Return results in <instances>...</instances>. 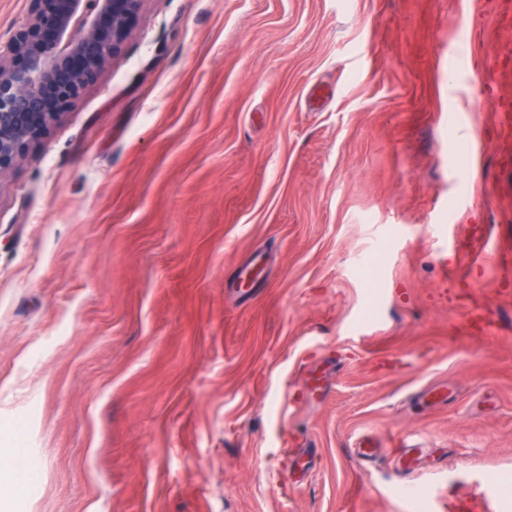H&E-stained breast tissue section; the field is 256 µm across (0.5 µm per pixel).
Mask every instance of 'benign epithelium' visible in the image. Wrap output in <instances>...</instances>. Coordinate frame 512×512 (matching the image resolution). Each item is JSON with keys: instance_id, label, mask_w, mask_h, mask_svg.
<instances>
[{"instance_id": "7a95c632", "label": "benign epithelium", "mask_w": 512, "mask_h": 512, "mask_svg": "<svg viewBox=\"0 0 512 512\" xmlns=\"http://www.w3.org/2000/svg\"><path fill=\"white\" fill-rule=\"evenodd\" d=\"M0 41V179L104 72L146 0H29Z\"/></svg>"}]
</instances>
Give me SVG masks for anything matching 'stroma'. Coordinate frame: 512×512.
Instances as JSON below:
<instances>
[{"mask_svg": "<svg viewBox=\"0 0 512 512\" xmlns=\"http://www.w3.org/2000/svg\"><path fill=\"white\" fill-rule=\"evenodd\" d=\"M477 5L147 0L0 180L20 512H512V170L464 89L512 31ZM437 224L486 225L501 260L445 276ZM363 435L423 453L362 463Z\"/></svg>", "mask_w": 512, "mask_h": 512, "instance_id": "1", "label": "stroma"}]
</instances>
